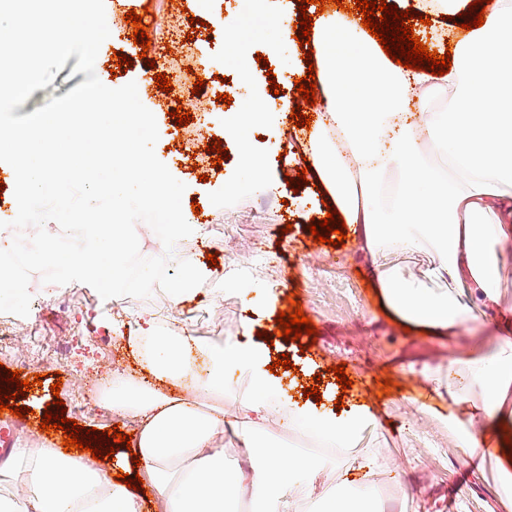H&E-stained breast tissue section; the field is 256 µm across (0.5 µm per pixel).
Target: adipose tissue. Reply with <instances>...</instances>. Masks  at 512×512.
Masks as SVG:
<instances>
[{"label":"adipose tissue","instance_id":"1","mask_svg":"<svg viewBox=\"0 0 512 512\" xmlns=\"http://www.w3.org/2000/svg\"><path fill=\"white\" fill-rule=\"evenodd\" d=\"M323 94L315 110L317 130L308 138L315 170L351 224L371 260L379 293L394 318L432 332L470 333L478 312L498 307L499 285L512 269L504 244L512 242V221L492 223L487 198L512 187V11L493 9L476 33L454 36L448 73L407 71L393 64L353 20L319 25ZM453 87L455 99L440 112L426 109L427 98ZM261 100L224 126L238 144L243 181L229 194L260 192L269 186L264 160L244 135L264 121ZM436 142L456 175L428 164L421 142ZM395 172L397 186L380 201V180ZM427 253L421 278L400 277L394 259ZM448 289L436 291L435 283ZM143 368L156 384L127 382L123 391L105 392L112 411L140 423L134 452L139 476L148 484L159 512H282L284 501L310 497L308 475L314 455L284 448L264 433L278 416L304 426L344 463L376 464L358 437L372 416L360 408L345 418L316 415L310 407L270 403L276 383L259 372L266 351L258 344L214 347L197 338L157 331L141 322L134 337ZM204 357L206 373L194 374L193 360ZM244 372V387L224 400V368ZM196 379L211 397L207 406L168 392V385ZM434 391L448 399V431L465 454H481L504 495H512V446L504 444L512 423V336L497 334L492 352L472 347L450 360L448 370L431 376ZM238 436L253 458L250 476L229 470L217 438ZM186 460L177 478L171 462ZM323 512H372L368 488L340 481L321 496ZM0 512H138L126 484L113 481L102 462L76 458L52 448H17L0 467Z\"/></svg>","mask_w":512,"mask_h":512}]
</instances>
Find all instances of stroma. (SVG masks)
I'll return each instance as SVG.
<instances>
[{"label": "stroma", "instance_id": "1", "mask_svg": "<svg viewBox=\"0 0 512 512\" xmlns=\"http://www.w3.org/2000/svg\"><path fill=\"white\" fill-rule=\"evenodd\" d=\"M389 2L399 10L413 9L430 17V24H415L413 31L429 50L442 55L453 19L467 12L472 0H455L448 10L436 0ZM238 8V0H105L110 35L96 57V76L111 77L116 88L130 82L140 85L153 67L174 85L169 93L152 86L141 102L156 119L157 158L186 186L182 213L195 230L183 249L205 281L174 305L158 287L146 298L105 300L86 284H46L40 275H33L29 315L0 313L1 324L22 330L15 353L0 356V364L20 371L22 378L39 379L34 391L14 401L15 407L29 408L35 415L20 418L0 413V434H7L14 444L34 440L60 448L61 434H46L38 428L49 403L57 398L65 402L67 418L80 427L101 432L117 425L124 434L135 433L139 424L128 416L106 407L82 415L72 406L79 388H91L109 369L119 370L130 380L142 379L141 358L115 331V322L131 325L145 316L153 318L159 330L187 333L215 346L229 341L254 343L259 332L274 333L275 319L289 309L288 296L293 293L317 333L297 341L275 336L267 346L268 360L285 353L293 364L278 377L281 399L306 404L303 390L315 385L322 397L316 413L334 411L339 399L348 408L367 405L374 420L361 434L362 447L384 461L391 458L399 463L393 470L385 464L368 470L355 464L340 467L331 458L313 477L316 488L332 485L340 476L355 483L371 482L380 512H512V498H506L479 471H472L463 486L450 491L465 458L441 420L447 405L420 374L425 367H447L460 349L473 345V338L400 328L373 288L368 260L354 238H346L339 247L314 242L308 226L312 219L326 216L327 195L319 190V180L308 170L300 146L308 137L307 129L295 128L289 120L301 102L295 82L306 70L302 52L297 45L275 39L268 23L257 25L248 52L267 57L272 73L251 83L239 81L224 29L225 19ZM131 10L145 12L151 45L145 58L134 59L131 67L119 71L115 68L119 55L128 54L134 44L133 27L125 21ZM194 18L200 19V26H191ZM76 64V57H69L52 83L34 90L16 108V115L32 114L83 83L86 76L76 72ZM203 67L208 68L210 79L198 90L186 72ZM273 81L281 85L282 94L270 89ZM228 84L243 96H255L267 104L270 123L252 127L247 138L265 161L275 184L272 191L234 198L224 194L227 182L242 178L236 144L224 136V121L236 106L217 100ZM180 105L208 121L209 137L221 138L228 158L220 167L194 162V152L207 142L197 139L191 127L177 125L171 112ZM301 168L308 182L295 192L287 180ZM211 254L217 257L213 266L207 261ZM258 254L266 256V265H255ZM33 337L69 344L70 351L59 362L41 358L18 365V357L26 355ZM339 364L345 365L353 381L345 390L329 372ZM383 378L399 384L400 400L380 396L378 382ZM57 381L62 387L55 395L51 387Z\"/></svg>", "mask_w": 512, "mask_h": 512}]
</instances>
